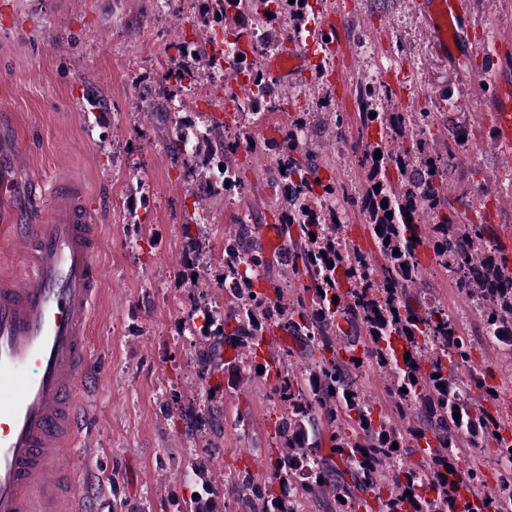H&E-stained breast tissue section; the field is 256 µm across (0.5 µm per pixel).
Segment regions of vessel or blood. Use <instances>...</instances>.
Instances as JSON below:
<instances>
[{"mask_svg":"<svg viewBox=\"0 0 512 512\" xmlns=\"http://www.w3.org/2000/svg\"><path fill=\"white\" fill-rule=\"evenodd\" d=\"M432 44L454 55L461 0H419ZM497 153L512 158V79L490 77ZM46 205L12 225L22 265L0 275V512H83L60 451L78 445L99 369L91 314L101 292V227L84 185L61 175Z\"/></svg>","mask_w":512,"mask_h":512,"instance_id":"b4317fda","label":"vessel or blood"}]
</instances>
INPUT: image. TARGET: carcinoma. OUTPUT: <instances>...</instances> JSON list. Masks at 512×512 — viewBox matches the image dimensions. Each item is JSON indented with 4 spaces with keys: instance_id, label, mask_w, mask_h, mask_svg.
Here are the masks:
<instances>
[{
    "instance_id": "obj_1",
    "label": "carcinoma",
    "mask_w": 512,
    "mask_h": 512,
    "mask_svg": "<svg viewBox=\"0 0 512 512\" xmlns=\"http://www.w3.org/2000/svg\"><path fill=\"white\" fill-rule=\"evenodd\" d=\"M305 2L208 0L207 13L236 37L245 17L260 18L271 44L281 18L300 19ZM196 80L191 69L166 73L168 87L177 91ZM381 98L375 86L359 89L362 128L376 123L380 130L359 157L365 177L360 193L322 177L328 162L300 145L298 128L306 123L300 114L276 136L249 143L255 154L276 151V165L262 176L274 187L294 184L296 194L280 202L279 232L291 262L274 268L258 225L239 219L224 236L226 246L243 247L244 260L243 269L229 265L224 271L234 288L222 324L214 327L206 304L197 307L204 328L196 365L205 379L221 372L237 387L253 375L263 378L277 403L278 451L270 476L257 484L249 468L235 470L238 512H288L290 494L323 500L326 512H503L499 500L512 504V471L499 477L498 493L478 495L482 475L457 468L458 435L476 448L490 436L512 450V422L500 414L508 400L481 368L471 375L476 400L456 393L455 369L473 361L472 333L430 298L434 288L422 278L416 247L427 240L451 286L481 300L479 335L497 340L512 326V283L499 276L509 258L491 225L448 219V164L465 141L447 113L377 112ZM202 143L196 151L211 154L240 184V132L213 128ZM412 154L434 170L423 192L425 212L409 168ZM340 196L363 215L384 259L380 268L366 264L345 237L336 208ZM275 328L299 348H271L261 364L257 354ZM364 363L383 376L391 413L358 387L355 372Z\"/></svg>"
}]
</instances>
